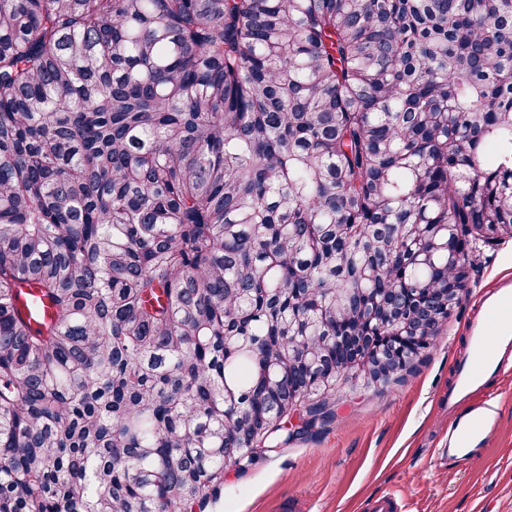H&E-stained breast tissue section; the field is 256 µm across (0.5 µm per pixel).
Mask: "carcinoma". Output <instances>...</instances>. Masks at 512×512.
Here are the masks:
<instances>
[{
    "label": "carcinoma",
    "mask_w": 512,
    "mask_h": 512,
    "mask_svg": "<svg viewBox=\"0 0 512 512\" xmlns=\"http://www.w3.org/2000/svg\"><path fill=\"white\" fill-rule=\"evenodd\" d=\"M509 239L512 0H0V512H205Z\"/></svg>",
    "instance_id": "obj_1"
}]
</instances>
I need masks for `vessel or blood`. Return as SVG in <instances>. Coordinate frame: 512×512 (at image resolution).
Segmentation results:
<instances>
[{
  "instance_id": "1",
  "label": "vessel or blood",
  "mask_w": 512,
  "mask_h": 512,
  "mask_svg": "<svg viewBox=\"0 0 512 512\" xmlns=\"http://www.w3.org/2000/svg\"><path fill=\"white\" fill-rule=\"evenodd\" d=\"M512 289L499 288L486 307V316L499 318L495 342H488L482 332L469 336L468 352L461 359L453 391L448 397V441L469 447H483L496 428L493 396L489 379L512 376Z\"/></svg>"
}]
</instances>
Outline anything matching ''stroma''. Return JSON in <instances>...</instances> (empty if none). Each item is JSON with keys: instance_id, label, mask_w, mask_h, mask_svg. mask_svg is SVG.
Returning <instances> with one entry per match:
<instances>
[{"instance_id": "35a3bbf8", "label": "stroma", "mask_w": 512, "mask_h": 512, "mask_svg": "<svg viewBox=\"0 0 512 512\" xmlns=\"http://www.w3.org/2000/svg\"><path fill=\"white\" fill-rule=\"evenodd\" d=\"M502 285L512 287V240L481 247L459 307L414 374L382 390H345L326 434L243 471L227 465L224 496L209 512H368L383 495L398 512H512V379L491 387L498 425L486 450H446L457 360L471 330L492 327L483 305Z\"/></svg>"}]
</instances>
